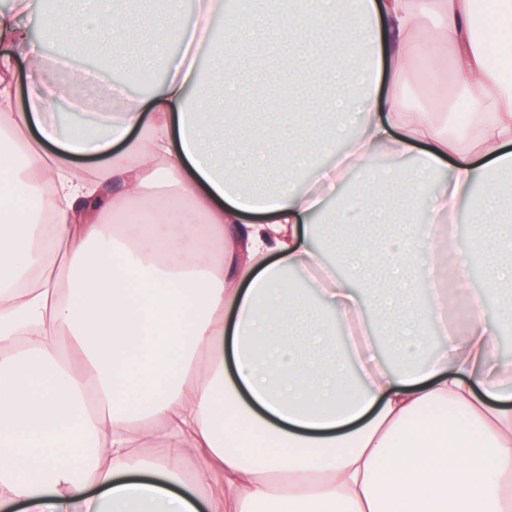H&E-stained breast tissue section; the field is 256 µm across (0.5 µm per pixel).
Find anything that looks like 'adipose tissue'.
Instances as JSON below:
<instances>
[{
    "label": "adipose tissue",
    "mask_w": 512,
    "mask_h": 512,
    "mask_svg": "<svg viewBox=\"0 0 512 512\" xmlns=\"http://www.w3.org/2000/svg\"><path fill=\"white\" fill-rule=\"evenodd\" d=\"M155 2L48 15L14 0L0 14V512H512V365L497 351L512 307L486 316L512 293L495 260L512 231L487 214L512 176V56L494 48L512 0L480 30L476 0H272L262 15L198 0L200 22L224 13L222 34L201 38L174 0L148 21ZM35 28L58 63L80 43L100 59L80 107L112 92L136 49L141 81L162 80L99 114L100 133H61ZM417 38L451 50L462 95L492 92L473 142L403 108ZM174 40L232 51L257 75L287 64L309 117L288 127L287 165L260 149L272 129L240 134L268 85L241 90L219 67L212 97ZM324 42L368 60L331 74L334 96L300 97ZM83 154L102 161L77 173ZM355 170L363 186L331 209ZM464 202L476 245L452 248ZM483 245L493 286L473 296Z\"/></svg>",
    "instance_id": "obj_1"
}]
</instances>
